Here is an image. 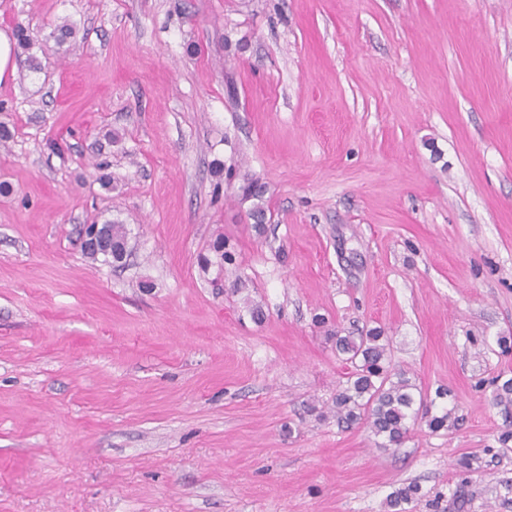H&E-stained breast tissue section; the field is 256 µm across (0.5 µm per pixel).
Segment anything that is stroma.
I'll return each instance as SVG.
<instances>
[{
  "label": "stroma",
  "mask_w": 512,
  "mask_h": 512,
  "mask_svg": "<svg viewBox=\"0 0 512 512\" xmlns=\"http://www.w3.org/2000/svg\"><path fill=\"white\" fill-rule=\"evenodd\" d=\"M0 28L42 64L0 83V512H391L412 482L407 512H512V0H0ZM108 220L119 268L78 234ZM374 327L457 426L337 422L328 333ZM102 224H85L82 228V244L84 246H93L101 248L109 253L110 249L107 242L112 246V256L108 257L104 254H98L95 250H87V255L90 258L96 259L97 255H103L106 258H111L112 263H121L128 252V230L124 224H115L112 221L105 222L103 228L105 229L106 239L100 229ZM107 240V242H106ZM212 257H203V268L208 271L211 267H217L218 275H224L225 265H234L235 257L228 250L224 237L216 238L210 246Z\"/></svg>",
  "instance_id": "stroma-1"
}]
</instances>
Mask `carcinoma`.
Listing matches in <instances>:
<instances>
[{
    "instance_id": "cac0c4a2",
    "label": "carcinoma",
    "mask_w": 512,
    "mask_h": 512,
    "mask_svg": "<svg viewBox=\"0 0 512 512\" xmlns=\"http://www.w3.org/2000/svg\"><path fill=\"white\" fill-rule=\"evenodd\" d=\"M106 240L112 246V262L120 263L128 252V230L123 224L110 221L103 224ZM212 256L203 257V268H217L223 274L225 266L235 257L224 238H216L210 246ZM336 350L355 364V372L336 394V419L347 425L363 424L390 445H400L409 433L408 420L415 403L414 385L409 379L392 371L389 344L378 329L361 336L336 337ZM419 494V487L408 484L395 490L388 506L394 512H406L405 506Z\"/></svg>"
}]
</instances>
